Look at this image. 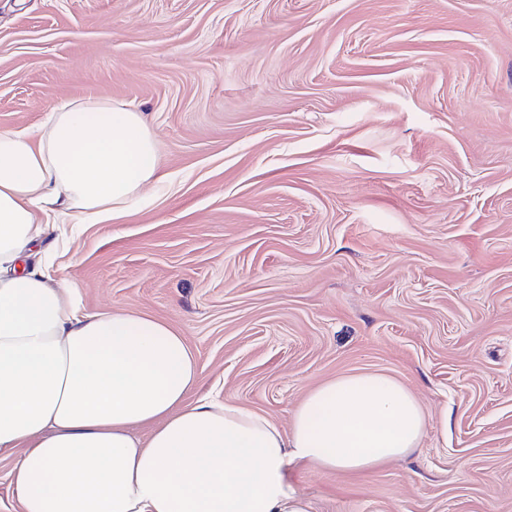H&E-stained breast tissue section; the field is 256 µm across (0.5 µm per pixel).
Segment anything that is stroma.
I'll list each match as a JSON object with an SVG mask.
<instances>
[{
	"label": "stroma",
	"instance_id": "obj_1",
	"mask_svg": "<svg viewBox=\"0 0 512 512\" xmlns=\"http://www.w3.org/2000/svg\"><path fill=\"white\" fill-rule=\"evenodd\" d=\"M110 99L159 181L55 224L82 311L180 333L188 399L289 428L380 372L428 426L361 475L289 468L311 512H512V0H0V130Z\"/></svg>",
	"mask_w": 512,
	"mask_h": 512
}]
</instances>
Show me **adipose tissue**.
<instances>
[{"mask_svg": "<svg viewBox=\"0 0 512 512\" xmlns=\"http://www.w3.org/2000/svg\"><path fill=\"white\" fill-rule=\"evenodd\" d=\"M159 167L142 114L107 99L53 108L34 138L0 131V456L17 457L21 512H309L289 463L359 474L418 448L425 411L382 374L317 386L286 431L236 403H188L197 368L180 334L82 312L25 265L53 217L120 215Z\"/></svg>", "mask_w": 512, "mask_h": 512, "instance_id": "1", "label": "adipose tissue"}]
</instances>
